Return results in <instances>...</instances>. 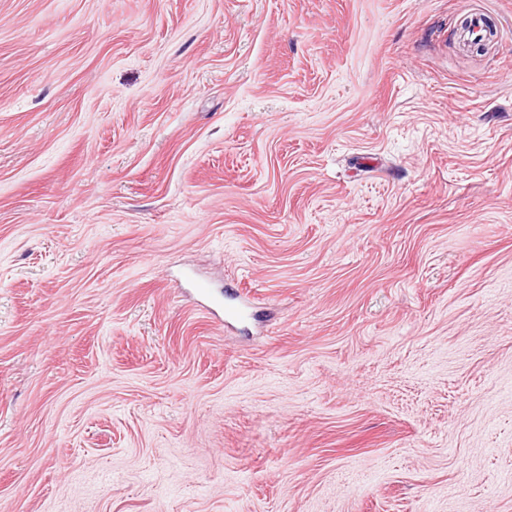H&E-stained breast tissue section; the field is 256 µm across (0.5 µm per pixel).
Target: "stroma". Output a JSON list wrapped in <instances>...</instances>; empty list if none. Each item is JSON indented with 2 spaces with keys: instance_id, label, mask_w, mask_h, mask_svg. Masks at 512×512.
<instances>
[{
  "instance_id": "1",
  "label": "stroma",
  "mask_w": 512,
  "mask_h": 512,
  "mask_svg": "<svg viewBox=\"0 0 512 512\" xmlns=\"http://www.w3.org/2000/svg\"><path fill=\"white\" fill-rule=\"evenodd\" d=\"M0 512H512V0H0ZM464 22L465 24L460 27V36L469 43H490L497 37L496 27L494 26L493 32L489 25L491 21L482 11L475 10L471 12L470 15L465 17Z\"/></svg>"
}]
</instances>
